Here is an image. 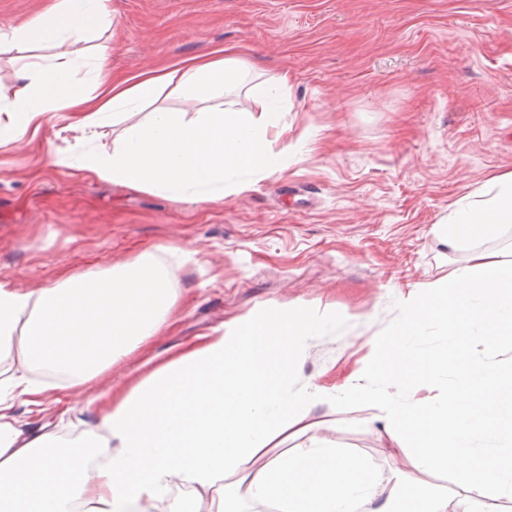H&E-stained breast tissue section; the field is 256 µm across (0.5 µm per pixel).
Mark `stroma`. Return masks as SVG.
Returning a JSON list of instances; mask_svg holds the SVG:
<instances>
[{"mask_svg": "<svg viewBox=\"0 0 512 512\" xmlns=\"http://www.w3.org/2000/svg\"><path fill=\"white\" fill-rule=\"evenodd\" d=\"M111 74L233 45L262 78L288 74L274 150L281 171L215 202L132 191L52 165L76 142L74 112H47L0 145V279L43 288L143 254L173 280L168 356L225 321L301 308L333 321L297 364V384L341 385L390 339L409 293L475 250L512 252V223L448 251L433 228L459 200L512 172V0H112ZM144 352V353H147ZM102 383L126 387L144 355ZM70 395L15 403L30 428L74 436ZM373 409L315 406L316 437L379 471L407 466Z\"/></svg>", "mask_w": 512, "mask_h": 512, "instance_id": "obj_1", "label": "stroma"}]
</instances>
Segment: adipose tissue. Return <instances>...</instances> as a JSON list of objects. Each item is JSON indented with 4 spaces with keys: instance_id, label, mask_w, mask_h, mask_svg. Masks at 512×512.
<instances>
[{
    "instance_id": "obj_1",
    "label": "adipose tissue",
    "mask_w": 512,
    "mask_h": 512,
    "mask_svg": "<svg viewBox=\"0 0 512 512\" xmlns=\"http://www.w3.org/2000/svg\"><path fill=\"white\" fill-rule=\"evenodd\" d=\"M112 24L111 0H56L29 22L0 29V51L15 52L25 85L0 98V143L39 115L76 112L78 127L124 124L112 151L75 145L54 165L92 173L132 190L210 202L246 188L245 174L281 169L272 133L289 100L287 75L266 80L267 109L255 117L213 105L242 87L251 66L233 48L109 78V46L91 55L96 95L78 87L77 46ZM202 102L195 118L154 106L163 89ZM143 120L127 124L129 115ZM490 197L458 203L436 228L449 249L512 223V173L492 179ZM176 302L166 269L144 256L100 273L72 275L27 290L0 280V512H238V496L276 512H512V372L468 361V345L512 349V259L476 252L466 265L405 301L395 343L378 342L344 396L378 410L410 467L384 474L358 454L313 437L311 408L331 401L324 387L292 386L294 362L323 335L327 315L301 309L237 318L155 364L125 391L96 387L115 361L164 334ZM436 328L441 349L418 346ZM64 378L87 421L72 442L55 427L26 428L16 399L42 405ZM415 400L398 401L389 383ZM309 435L308 444L288 440ZM444 471L460 490H426L424 475ZM190 496L170 497L172 487Z\"/></svg>"
}]
</instances>
